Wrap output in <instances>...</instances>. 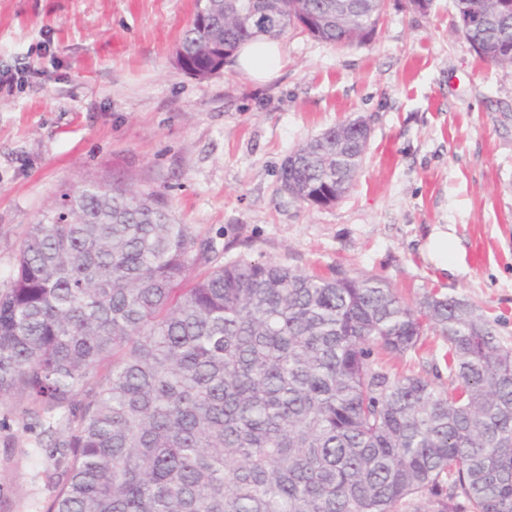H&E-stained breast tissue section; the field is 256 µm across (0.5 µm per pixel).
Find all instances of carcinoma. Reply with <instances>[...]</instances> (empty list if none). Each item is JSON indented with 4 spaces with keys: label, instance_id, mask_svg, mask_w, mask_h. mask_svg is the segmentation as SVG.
Segmentation results:
<instances>
[{
    "label": "carcinoma",
    "instance_id": "obj_1",
    "mask_svg": "<svg viewBox=\"0 0 512 512\" xmlns=\"http://www.w3.org/2000/svg\"><path fill=\"white\" fill-rule=\"evenodd\" d=\"M454 0L464 38L512 68V9ZM379 0H195L179 68L202 80L293 27L339 48L374 31ZM368 142L350 122L299 144L280 189L328 207ZM209 259L164 197L121 182L65 192L30 225L0 291V397L55 434L47 512H512V350L468 302L414 303L377 278H319ZM432 330L448 388L392 376Z\"/></svg>",
    "mask_w": 512,
    "mask_h": 512
}]
</instances>
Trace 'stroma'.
<instances>
[{"label":"stroma","instance_id":"obj_1","mask_svg":"<svg viewBox=\"0 0 512 512\" xmlns=\"http://www.w3.org/2000/svg\"><path fill=\"white\" fill-rule=\"evenodd\" d=\"M195 0H0V289L30 224L86 182L161 192L212 263L272 260L312 275L385 280L415 301L464 299L512 348V69L484 62L454 0L428 13L384 0L374 33L337 48L291 29L260 84L235 65L205 80L174 64ZM361 118L362 168L335 205L279 188L307 138ZM447 229L458 267L422 245ZM442 341L381 357L447 386ZM48 437L34 405L0 397V512H46Z\"/></svg>","mask_w":512,"mask_h":512}]
</instances>
